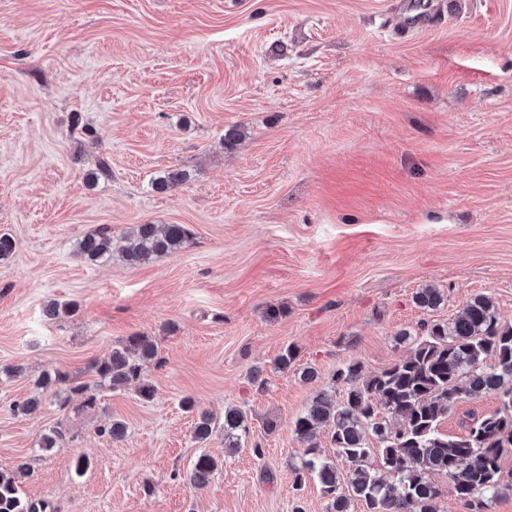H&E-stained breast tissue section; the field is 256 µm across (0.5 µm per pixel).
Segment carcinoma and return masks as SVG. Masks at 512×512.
<instances>
[{
	"label": "carcinoma",
	"instance_id": "carcinoma-1",
	"mask_svg": "<svg viewBox=\"0 0 512 512\" xmlns=\"http://www.w3.org/2000/svg\"><path fill=\"white\" fill-rule=\"evenodd\" d=\"M183 179L180 171H166L153 179V186L165 192ZM188 236L182 224H138L127 234L121 255L131 266L142 265L181 249ZM78 249L91 262L112 259L111 230L103 227L86 235ZM414 301L425 310L435 309L443 294L429 286L417 291ZM395 341L409 347L402 359L369 376L363 375L358 361L344 364L333 376V382L344 387L342 398L319 390L295 419L293 433L305 446L304 457L293 467L295 489H301L307 478H316L327 498V512H350L355 501L364 512H437L443 490L435 477L443 475L467 512H485L488 499L512 490V480L505 478L501 465L504 453L512 448V406L491 415L468 416L463 431L455 436L442 433L440 425L461 401L484 393H495L501 400L512 396V325L500 321L490 297L478 294L451 321L424 322L417 331H400ZM155 355L152 340L135 334L123 348L93 362L91 369L97 383L113 391L136 383L137 395L149 401L154 388L141 370ZM297 357V349L288 345L276 356L274 366L313 382L316 369L296 367ZM53 384L62 386L66 401L81 395L86 406L96 402L90 386L71 384L65 372L58 370L36 381L38 387ZM183 408L195 415L193 439L206 442L216 419L190 398L183 400ZM324 426L329 428L336 456L348 465L343 472L314 442ZM223 427L225 452L234 454L247 433L243 411L236 406L225 409ZM218 466L213 456L199 454L191 484L205 488ZM25 468L20 463L13 470L0 471V512H46L47 504L30 502L21 494L19 476Z\"/></svg>",
	"mask_w": 512,
	"mask_h": 512
}]
</instances>
